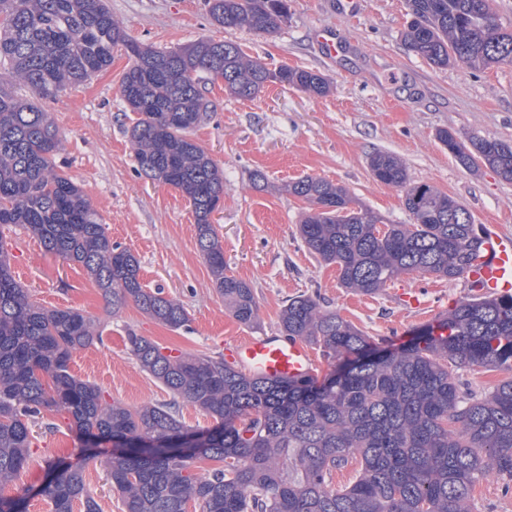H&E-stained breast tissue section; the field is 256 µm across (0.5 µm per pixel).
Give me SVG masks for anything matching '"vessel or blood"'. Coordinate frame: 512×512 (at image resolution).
Segmentation results:
<instances>
[{
	"label": "vessel or blood",
	"instance_id": "1",
	"mask_svg": "<svg viewBox=\"0 0 512 512\" xmlns=\"http://www.w3.org/2000/svg\"><path fill=\"white\" fill-rule=\"evenodd\" d=\"M465 278L478 295L491 298L512 295V236L487 232L483 253ZM227 352L238 368L268 378H304L318 371V364L305 343L275 333L234 340Z\"/></svg>",
	"mask_w": 512,
	"mask_h": 512
}]
</instances>
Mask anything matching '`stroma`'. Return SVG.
<instances>
[{"instance_id":"stroma-1","label":"stroma","mask_w":512,"mask_h":512,"mask_svg":"<svg viewBox=\"0 0 512 512\" xmlns=\"http://www.w3.org/2000/svg\"><path fill=\"white\" fill-rule=\"evenodd\" d=\"M126 35L159 49L200 39L230 41L269 67L288 64L318 73L330 93L314 96L271 85L252 99L207 83V114L191 133L224 172L223 202L212 216L224 249L227 274L246 281L259 308L256 324L235 321L224 308L197 245L196 219L177 189L140 177L129 139L136 116L119 94L129 58L113 51L111 68L48 101L59 130L57 165L89 196L114 243L140 262L147 288L180 301L188 329L173 331L135 304L111 305L84 269L45 250L23 230L10 232L11 272L32 300L45 308H75L100 324L102 339L74 353L70 369L97 385L107 400L137 407L167 403L187 428L212 421L193 404L172 398L140 370L125 346L128 331L173 352L221 356L241 336L279 332L284 302L305 294L340 313L377 347L408 341L438 312L470 299L465 279L406 275L374 295L344 288L335 266L325 264L300 239L297 226L307 205L285 192L300 177H320L349 190L387 223L411 217L400 191L376 182L369 158L377 151L398 156L411 183L432 185L455 198L476 223L512 236V183L488 168L471 172L438 140L440 130L468 139L495 137L512 143V65L471 70L438 69L401 41L406 0H288V20L273 34L228 30L213 23L205 0H105ZM333 34L336 55L319 41ZM262 172L265 190L251 175ZM421 292L425 314L405 310L397 286ZM31 461L7 496L23 498L24 512H50L39 487L55 463L83 467L101 512H124L103 458H89L66 415L48 414L32 426ZM472 512H512V489L490 475L476 484Z\"/></svg>"}]
</instances>
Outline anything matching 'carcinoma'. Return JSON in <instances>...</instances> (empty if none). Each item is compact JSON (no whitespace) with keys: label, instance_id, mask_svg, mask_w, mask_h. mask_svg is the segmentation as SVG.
Segmentation results:
<instances>
[{"label":"carcinoma","instance_id":"1","mask_svg":"<svg viewBox=\"0 0 512 512\" xmlns=\"http://www.w3.org/2000/svg\"><path fill=\"white\" fill-rule=\"evenodd\" d=\"M492 0H407L406 47L434 67L512 64V28L500 25ZM212 21L270 34L288 18V0H207ZM123 45L132 59L119 92L136 111L129 129L139 175L170 185L189 200L200 253L230 315L258 318L252 288L224 273V249L211 216L224 197V173L189 137L200 123L201 76L251 99L269 84L325 95L330 82L304 69L269 68L232 42L199 40L156 49L129 39L103 0H0V64L34 97L19 99L0 74V489L28 466L29 421L64 413L95 456L107 458L124 512H470L480 480L512 481V297L462 302L394 349L305 295L286 301L280 332L317 347L348 371L296 380L243 373L222 358L164 353L130 331L136 364L175 398L215 425L188 430L168 404L127 407L77 379L73 353L101 339L93 319L73 308L46 309L14 279L4 231L21 226L44 248L83 267L116 313L134 303L172 331L188 326L184 306L143 287L137 257L112 242L98 211L55 162L59 132L43 101L112 65ZM438 139L470 171L482 166L512 182V144L497 138ZM373 178L402 191L412 224H386L349 191L305 176L290 193L311 205L298 232L342 285L373 295L403 275L464 276L482 252L483 231L468 209L428 184H412L393 154L370 156ZM511 372L488 393L463 389L457 370ZM193 438L194 453L163 445ZM220 466L204 477L198 461ZM356 460L347 486L332 474ZM41 495L52 512H100L84 470L56 465Z\"/></svg>","mask_w":512,"mask_h":512}]
</instances>
